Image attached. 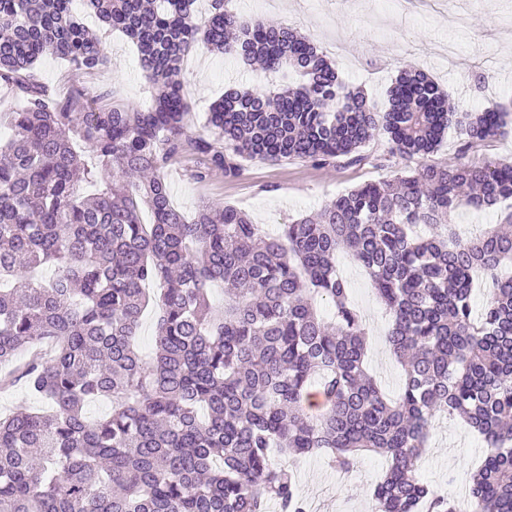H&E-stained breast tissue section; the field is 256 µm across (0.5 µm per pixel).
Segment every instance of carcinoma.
<instances>
[{
	"mask_svg": "<svg viewBox=\"0 0 512 512\" xmlns=\"http://www.w3.org/2000/svg\"><path fill=\"white\" fill-rule=\"evenodd\" d=\"M71 0H0V82L24 102L1 112L0 391L18 384L52 404L0 416V512H306L285 455L325 454L341 473L362 452L384 456L367 489L370 512H460L420 481L432 421L460 419L488 453L472 476L467 512H512V234L460 235L451 214L512 200V160L427 163L337 196L272 237L245 212L206 205L191 222L171 204L163 170L188 147L195 177L240 173L236 158L331 165L378 131L405 161L437 151L448 129L459 153L497 136L512 102L464 115L423 71L406 67L380 110L343 83L310 37L262 21L244 25L212 0H86L137 47L152 104L101 106L60 97L35 63L55 54L79 76L107 66L98 35ZM298 79L216 101V150L187 134L179 77L197 43ZM77 135L116 173L84 166ZM153 217L141 221L142 208ZM350 252L393 316L387 341L403 367L398 398L369 374L365 326L336 253ZM54 267L47 285L30 273ZM487 299L472 306L474 276ZM156 283V352L132 343ZM228 285L224 306L208 296ZM330 301L334 321L317 313ZM50 342L47 360L23 351ZM112 413L90 419L87 403Z\"/></svg>",
	"mask_w": 512,
	"mask_h": 512,
	"instance_id": "cac0c4a2",
	"label": "carcinoma"
}]
</instances>
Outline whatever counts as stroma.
<instances>
[{"label": "stroma", "instance_id": "obj_1", "mask_svg": "<svg viewBox=\"0 0 512 512\" xmlns=\"http://www.w3.org/2000/svg\"><path fill=\"white\" fill-rule=\"evenodd\" d=\"M228 7L243 23L259 19L310 36L335 61L340 79L362 88L381 110L388 105V88L407 65L432 75L457 111H481L512 101V0H419L409 14L381 12L376 0H277L272 7L266 0H230ZM83 21L100 37L108 66L78 77L66 60L46 56L36 64L37 78L61 96L83 86L101 93L107 104H149L136 47L94 15L84 13ZM478 72L492 78L482 92L473 86ZM181 79L190 104L187 128L192 136L207 134L209 106L229 88L272 89L283 82L280 75L212 53L200 43L185 55ZM459 143V132L449 130L433 161L478 166L512 158V114L505 116L502 134L485 146L462 155ZM361 153L362 162L344 158L329 166L244 156L238 160L240 175L217 172L199 180L195 171L200 156L190 149L166 168L164 177L173 206L186 218H193L204 205L219 203L245 211L266 233L276 234L283 224L318 211L360 184L393 178L405 165L391 154L380 133ZM337 267L352 304L365 319L369 371L388 396H397L403 371L386 345L390 319L385 307L365 271L348 254L338 256ZM485 452L476 432L459 421L443 422L433 430L431 448L419 461L417 474L434 489L452 494L467 489ZM288 467L309 512H367L365 490L383 477L386 461L365 452L352 472L341 474L324 457L307 455L289 458Z\"/></svg>", "mask_w": 512, "mask_h": 512}]
</instances>
